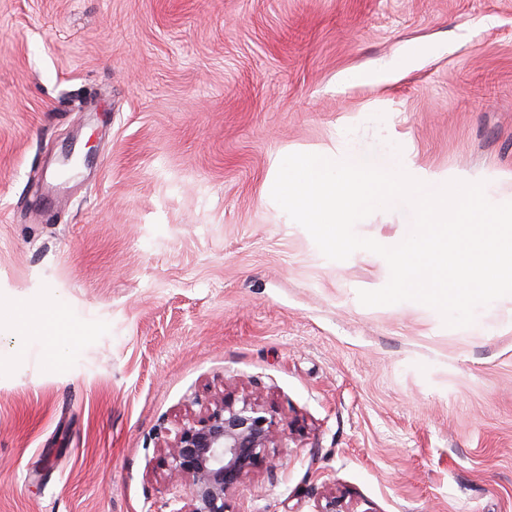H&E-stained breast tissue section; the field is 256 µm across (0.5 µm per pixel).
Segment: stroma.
Instances as JSON below:
<instances>
[{
	"instance_id": "1",
	"label": "stroma",
	"mask_w": 512,
	"mask_h": 512,
	"mask_svg": "<svg viewBox=\"0 0 512 512\" xmlns=\"http://www.w3.org/2000/svg\"><path fill=\"white\" fill-rule=\"evenodd\" d=\"M335 139L511 177L512 0H0V512L159 507V445L224 389L289 429L230 512H512V297L363 306L388 266L268 193Z\"/></svg>"
}]
</instances>
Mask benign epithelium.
<instances>
[{"instance_id": "benign-epithelium-1", "label": "benign epithelium", "mask_w": 512, "mask_h": 512, "mask_svg": "<svg viewBox=\"0 0 512 512\" xmlns=\"http://www.w3.org/2000/svg\"><path fill=\"white\" fill-rule=\"evenodd\" d=\"M280 436L265 402L213 394L160 446L159 466L175 489L168 512H228L226 498L266 463Z\"/></svg>"}]
</instances>
